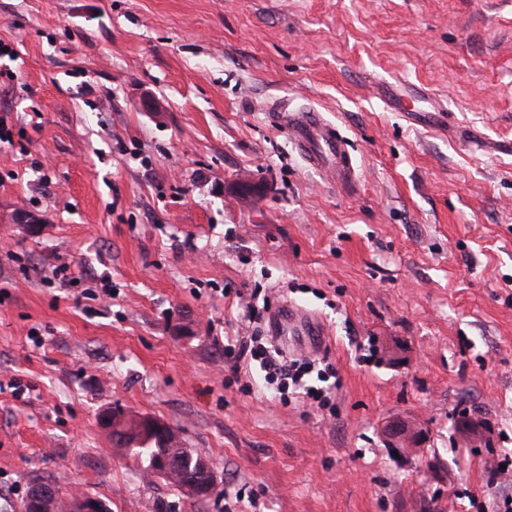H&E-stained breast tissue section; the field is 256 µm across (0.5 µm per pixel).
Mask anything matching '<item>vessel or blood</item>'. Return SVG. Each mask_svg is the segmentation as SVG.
I'll use <instances>...</instances> for the list:
<instances>
[{
    "label": "vessel or blood",
    "instance_id": "b4317fda",
    "mask_svg": "<svg viewBox=\"0 0 512 512\" xmlns=\"http://www.w3.org/2000/svg\"><path fill=\"white\" fill-rule=\"evenodd\" d=\"M280 124L293 137L308 164L325 171L336 183H344L353 173L351 156L346 142L335 125L323 119L313 109H281ZM271 333L276 337L301 336L308 348L323 345V328L302 309L293 304H283L272 315Z\"/></svg>",
    "mask_w": 512,
    "mask_h": 512
}]
</instances>
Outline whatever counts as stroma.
Returning <instances> with one entry per match:
<instances>
[{
  "instance_id": "stroma-1",
  "label": "stroma",
  "mask_w": 512,
  "mask_h": 512,
  "mask_svg": "<svg viewBox=\"0 0 512 512\" xmlns=\"http://www.w3.org/2000/svg\"><path fill=\"white\" fill-rule=\"evenodd\" d=\"M0 42V512L41 484L110 512L512 495V0H0ZM282 99L338 126L351 181L309 168ZM257 285L328 331L335 417L232 380ZM114 409L174 427L213 493L147 479ZM398 414L419 452L383 440Z\"/></svg>"
}]
</instances>
